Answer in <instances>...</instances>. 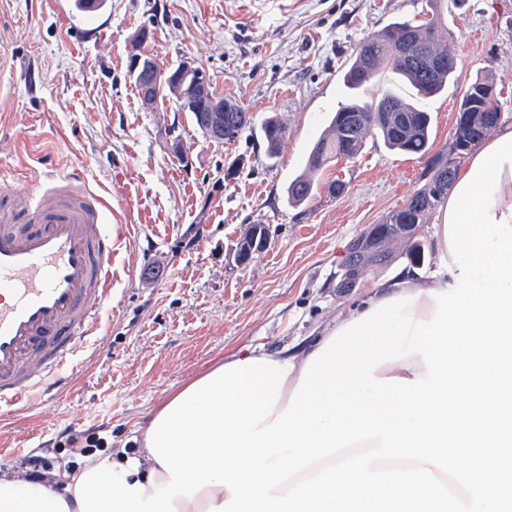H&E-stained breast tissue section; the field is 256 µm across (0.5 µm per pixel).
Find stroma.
I'll use <instances>...</instances> for the list:
<instances>
[{
	"mask_svg": "<svg viewBox=\"0 0 512 512\" xmlns=\"http://www.w3.org/2000/svg\"><path fill=\"white\" fill-rule=\"evenodd\" d=\"M425 0H106L84 13L75 0H0V168L20 188L48 174H76L106 202L105 220L130 224L119 247L112 304L99 335L81 341L70 391L37 395L0 421V468L24 475L37 454L63 481L86 460L61 448L62 432L98 430L109 449H136L154 411L191 379L241 349L301 356L323 332L409 260L406 244L383 272L340 293L336 275L367 225L402 206L426 180L429 160L367 137L352 160L331 165L317 197L293 206L285 189L306 169L311 145L349 91L346 63L359 43L413 17ZM171 66L193 60L216 94L254 124L277 116V158L244 131L217 143L190 113L144 108L128 70L130 38ZM448 26L458 67L442 93L418 99L434 121L433 153L447 154L461 96L479 74L499 92L512 124V0H466ZM238 165L233 179L224 171ZM345 184L330 195L332 180ZM265 225L264 250L246 263L236 249Z\"/></svg>",
	"mask_w": 512,
	"mask_h": 512,
	"instance_id": "1",
	"label": "stroma"
}]
</instances>
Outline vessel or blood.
<instances>
[{"label":"vessel or blood","mask_w":512,"mask_h":512,"mask_svg":"<svg viewBox=\"0 0 512 512\" xmlns=\"http://www.w3.org/2000/svg\"><path fill=\"white\" fill-rule=\"evenodd\" d=\"M128 232L105 223L76 176L25 191L0 171V413L69 386L78 341L101 328Z\"/></svg>","instance_id":"1"}]
</instances>
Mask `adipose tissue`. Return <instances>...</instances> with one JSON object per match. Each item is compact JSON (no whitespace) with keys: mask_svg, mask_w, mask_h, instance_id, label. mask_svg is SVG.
Wrapping results in <instances>:
<instances>
[{"mask_svg":"<svg viewBox=\"0 0 512 512\" xmlns=\"http://www.w3.org/2000/svg\"><path fill=\"white\" fill-rule=\"evenodd\" d=\"M430 244L436 252L437 264L429 275H421L412 269L401 270L391 280L372 284L366 308H374L379 302L398 295H413L410 310L416 318L430 320L437 310L429 291H446L454 284L459 272L446 246L443 223L432 226ZM0 512H80L75 496L74 483L53 488L47 483L24 481L14 473L0 470Z\"/></svg>","mask_w":512,"mask_h":512,"instance_id":"ef3b65f1","label":"adipose tissue"}]
</instances>
